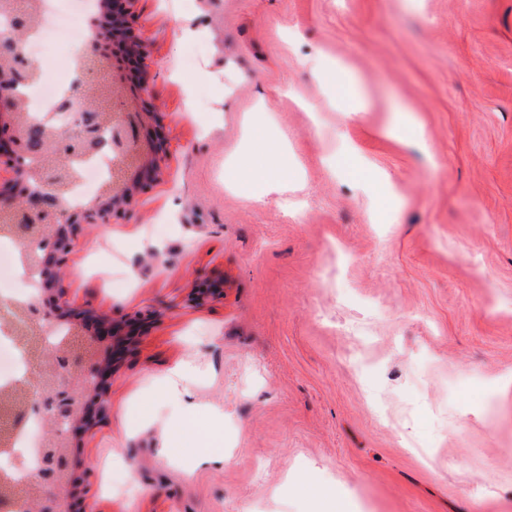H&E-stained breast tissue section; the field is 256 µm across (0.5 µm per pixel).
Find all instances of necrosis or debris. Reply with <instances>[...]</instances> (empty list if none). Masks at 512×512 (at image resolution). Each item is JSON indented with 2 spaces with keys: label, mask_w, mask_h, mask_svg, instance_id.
I'll use <instances>...</instances> for the list:
<instances>
[{
  "label": "necrosis or debris",
  "mask_w": 512,
  "mask_h": 512,
  "mask_svg": "<svg viewBox=\"0 0 512 512\" xmlns=\"http://www.w3.org/2000/svg\"><path fill=\"white\" fill-rule=\"evenodd\" d=\"M13 18L19 19L25 35L15 44L21 60H37L48 45L72 46L67 75L57 78L43 69L36 80L26 83V101L43 123L60 127L64 138L75 140L80 128L61 127L62 111H77L69 86L76 74L86 73L88 51L79 43L93 22L98 0H7ZM124 154L103 150L93 155L71 156L70 179L62 196L66 206L91 201L106 185L121 177ZM9 215L0 216V482L25 480L31 469L28 450L34 447L35 431L18 425L10 415L20 401H36L43 395L33 382L43 353L61 346L76 349L74 336L66 329L35 321L30 307L40 292V276L30 265L21 243L6 231Z\"/></svg>",
  "instance_id": "1"
}]
</instances>
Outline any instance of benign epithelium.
Segmentation results:
<instances>
[{
    "label": "benign epithelium",
    "mask_w": 512,
    "mask_h": 512,
    "mask_svg": "<svg viewBox=\"0 0 512 512\" xmlns=\"http://www.w3.org/2000/svg\"><path fill=\"white\" fill-rule=\"evenodd\" d=\"M133 3L134 0H104L103 13L109 16L110 24L106 32L92 33L90 46L103 51L111 49L125 56H142L146 42L133 25ZM75 95L85 108L97 106L101 100L98 82L93 80L78 83ZM151 115L147 109L113 115V122L118 124L127 147L138 155L137 166L122 193L92 205L68 209L51 199L46 191H37L29 184V170L24 161L28 154L24 127L29 123L37 126L39 121L20 112L13 91L0 85V168L8 167L16 174L14 184L0 187V211L15 215L21 225L53 226L40 259L43 283L35 301L36 313L56 325L70 326L88 346L87 351L73 357L60 355L70 367L68 387L62 390L51 374H42L41 384L47 392L46 397L22 413L24 417L35 416L41 425H48L45 443L49 445L62 441L71 448L77 432L91 429L106 417L109 412V376L118 362L134 350L140 327L156 320L161 312L153 303L144 305L132 315L120 317L103 315L89 306L75 310L60 288L61 272L68 263L82 225L111 223L116 209L129 205L159 179L167 157V144L160 134L142 138L145 119ZM44 451L42 442H37L29 472L35 488L29 512H61L57 471L70 473V481L65 487L71 489L74 500L90 492L92 482L89 477L77 474L70 454L57 458L56 472H46Z\"/></svg>",
    "instance_id": "obj_1"
}]
</instances>
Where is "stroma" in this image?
Wrapping results in <instances>:
<instances>
[{"label": "stroma", "instance_id": "obj_1", "mask_svg": "<svg viewBox=\"0 0 512 512\" xmlns=\"http://www.w3.org/2000/svg\"><path fill=\"white\" fill-rule=\"evenodd\" d=\"M132 12L150 91L128 83V107L150 105L167 163L124 216L85 229L62 286L103 314L167 308L72 449L82 474L111 454L138 492L93 491L83 512H512V0ZM324 58L378 111L326 85ZM249 111L267 144L287 131L290 190L228 188L226 160H265ZM381 121L395 137H374ZM203 275L224 295L190 305ZM182 361L224 419L225 464L162 453L167 414L144 405Z\"/></svg>", "mask_w": 512, "mask_h": 512}]
</instances>
